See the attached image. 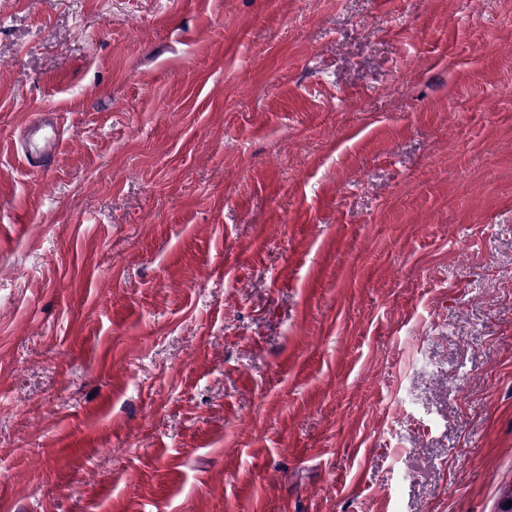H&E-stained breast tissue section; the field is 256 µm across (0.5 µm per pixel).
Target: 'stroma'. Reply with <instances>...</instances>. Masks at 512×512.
<instances>
[{
    "mask_svg": "<svg viewBox=\"0 0 512 512\" xmlns=\"http://www.w3.org/2000/svg\"><path fill=\"white\" fill-rule=\"evenodd\" d=\"M503 112L512 0H0V512H504ZM43 116V113H37L19 136L23 157L29 168L36 172L51 164L59 145L53 118Z\"/></svg>",
    "mask_w": 512,
    "mask_h": 512,
    "instance_id": "1",
    "label": "stroma"
}]
</instances>
